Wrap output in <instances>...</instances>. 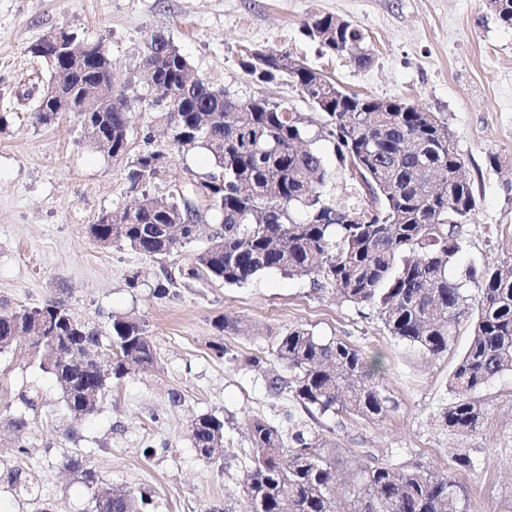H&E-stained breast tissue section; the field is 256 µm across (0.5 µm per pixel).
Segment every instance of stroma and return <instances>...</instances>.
<instances>
[{"label":"stroma","instance_id":"stroma-1","mask_svg":"<svg viewBox=\"0 0 512 512\" xmlns=\"http://www.w3.org/2000/svg\"><path fill=\"white\" fill-rule=\"evenodd\" d=\"M324 14L363 31L367 66L326 54L304 35V21ZM61 28L108 50L112 83L128 105L123 159L90 145L75 114L38 124L22 98L48 79L29 46ZM156 32L186 56L194 77L242 102L288 100L314 115L291 83L261 84L242 69L248 50L264 48L289 53L349 91L437 113L468 165L477 202L464 227L460 265L512 261V27L497 21L486 0H0V300L12 310L60 300L102 328L112 315L130 314L144 321L156 351L152 367L114 381L100 410L77 421L65 412L54 379L27 352L0 354V459L45 476L37 499L1 485L0 512H95L92 489L63 467L71 457L100 482L151 496L150 512H247L241 478L251 461V421L284 429L289 420L306 419L291 393L268 388L270 374H288L272 350L295 327L384 357L377 383L391 399L386 416L309 421L321 453L336 456L337 512H357L367 497L366 466L390 457L408 469L448 474L466 491L468 512H512V374L479 392L476 433L452 439L437 424L452 399L448 377L467 332L453 350L429 357L390 336L372 308L277 271L242 285L179 278L162 298L159 260L121 243L104 249L89 237L94 215L134 202L126 177L142 152L161 148L167 155L165 174L148 188L152 195L210 169L203 149L170 146L164 134V114L141 63L142 47ZM222 317L238 328L217 330ZM217 344L223 357L213 352ZM32 388L40 404L29 415L20 458L8 420ZM205 413L224 421L217 461L193 445L191 422ZM460 448L476 459L474 469L457 467Z\"/></svg>","mask_w":512,"mask_h":512}]
</instances>
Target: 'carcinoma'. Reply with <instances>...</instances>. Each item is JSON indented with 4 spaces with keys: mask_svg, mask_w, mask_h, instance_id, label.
I'll list each match as a JSON object with an SVG mask.
<instances>
[{
    "mask_svg": "<svg viewBox=\"0 0 512 512\" xmlns=\"http://www.w3.org/2000/svg\"><path fill=\"white\" fill-rule=\"evenodd\" d=\"M496 18L512 26V0H487ZM307 37L332 55L365 65L369 54L363 36L350 22L333 15L304 21ZM288 54L271 53L263 73L250 58L244 71L267 83L286 80L317 110L320 136L333 146L338 162L328 170L305 136L309 118L286 101L252 100L244 105L222 88L189 79V62L164 35H151L142 61L154 67L161 93L176 99L181 112L165 119L185 137L173 136L178 148H202L212 169L201 186L150 196L154 162L160 151L140 154L127 173L130 190L142 201L133 207L102 212L87 225L93 239L125 243L145 255L165 259L197 239L199 225L178 220L193 206L217 228L195 256L192 266L178 269L184 279L199 277L228 285L246 283L269 270L308 278L345 302L376 310L394 338L425 354L452 350L462 321L469 340L448 379L453 399L438 416L451 435L478 431L482 407L474 394L489 381L512 373V263L471 267L456 276L451 269L464 240L476 199L468 166L458 153L446 123L401 100H385L348 92L306 65H283ZM70 92L75 107L91 109V133L112 142L105 153L116 160L128 148L126 107L112 102L87 103L85 87L112 76L102 42L92 43L85 65L49 72ZM35 120L50 125L57 112L35 98ZM341 190V202L332 199ZM472 285L476 294L467 292ZM30 319L34 334L58 354L37 359L57 384L66 412L89 416L108 396L112 380L129 367H151L154 344L144 322L114 315L104 337L61 301L21 307L13 318H0V353L15 349L14 319ZM112 356V377L102 379L90 361L61 360L75 354ZM275 357L288 378L276 375L269 389L287 388L311 418L328 413L377 420L389 399L373 380L380 357L365 359L360 351L336 339L324 341L304 328L278 337ZM16 453H25L27 414L10 419ZM251 464L243 473L246 496L264 512H335L333 461L317 451L314 435L298 430L288 447L279 427L262 419L250 425ZM194 447L201 456H222L224 421L206 414L191 424ZM11 489L33 495L42 476L21 465H4ZM63 467L95 485L96 512H148L150 501L129 490L96 484L77 460ZM369 500L364 512H466V494L448 475L433 468L405 469L380 462L365 470Z\"/></svg>",
    "mask_w": 512,
    "mask_h": 512,
    "instance_id": "cac0c4a2",
    "label": "carcinoma"
}]
</instances>
